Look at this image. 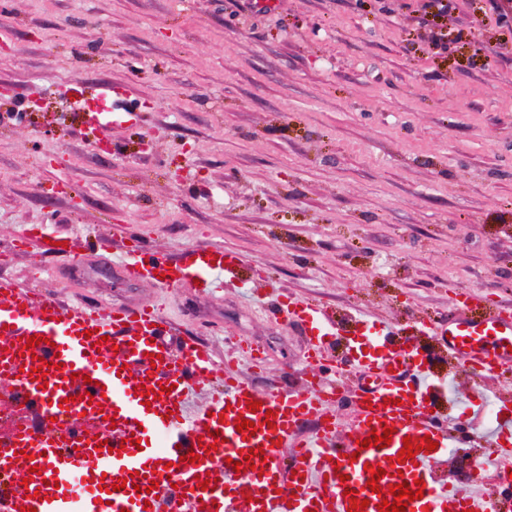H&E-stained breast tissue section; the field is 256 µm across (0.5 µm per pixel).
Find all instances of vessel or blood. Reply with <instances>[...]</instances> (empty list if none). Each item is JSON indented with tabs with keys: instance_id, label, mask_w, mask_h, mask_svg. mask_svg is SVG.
Masks as SVG:
<instances>
[{
	"instance_id": "vessel-or-blood-1",
	"label": "vessel or blood",
	"mask_w": 512,
	"mask_h": 512,
	"mask_svg": "<svg viewBox=\"0 0 512 512\" xmlns=\"http://www.w3.org/2000/svg\"><path fill=\"white\" fill-rule=\"evenodd\" d=\"M122 92L103 88L81 103L91 122L114 110ZM242 259L219 249H195L182 260L143 246L129 251L128 279H155L174 287L185 281L210 285L215 271L233 273ZM480 292L458 294L439 327L448 349L477 375H489L512 362V310L495 307L483 317L470 313ZM274 313L299 320L313 338L315 356L329 335L325 313L305 301L278 303ZM374 350L362 366L363 383L347 400L353 411L344 441L356 459L340 455L336 421L329 410L336 384L297 391H257L236 376L217 380L211 353L188 340L172 346L171 327L150 307L110 312L86 306L68 311L51 296L33 301L28 291L0 283V380L13 392L0 402V479L22 478L21 486L0 487V512H348L352 498L365 500V512H379L392 485L425 483L422 498L406 512H500L501 505L477 493L497 481L512 499V480L494 456L475 459L473 489L440 480L437 464L468 440L501 447L512 436V410L497 417L493 435L472 429L454 435L437 409L440 397L430 381L433 355L416 343L400 344L391 330L365 324ZM45 343L28 347L32 335ZM100 348H93V341ZM48 362L45 378L32 376L37 362ZM212 386L207 410L188 415L185 395L200 384ZM93 395L95 404L85 402ZM151 405H143L144 396ZM260 402V410L249 402ZM317 419L311 434L301 425ZM252 421L255 434L239 432L236 422ZM392 442L362 448L361 440L384 426ZM430 436L434 450L417 449L399 460L403 437ZM221 437L217 449L206 452ZM292 448L291 464L282 449ZM198 460L186 462L187 453ZM252 456L253 468L234 471L233 462ZM41 474L29 475L31 466ZM383 469L377 490L367 485ZM209 476L207 489L197 480ZM125 481V489L112 485Z\"/></svg>"
}]
</instances>
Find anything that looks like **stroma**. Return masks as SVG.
Here are the masks:
<instances>
[{
  "label": "stroma",
  "instance_id": "35a3bbf8",
  "mask_svg": "<svg viewBox=\"0 0 512 512\" xmlns=\"http://www.w3.org/2000/svg\"><path fill=\"white\" fill-rule=\"evenodd\" d=\"M271 2L0 4V114H23L0 121V282L68 308L157 306L219 367L245 339L265 362L236 369L262 392L318 382L302 325L268 312L310 300L335 357L366 319L433 350L451 417L512 401V363L478 378L417 332L466 290L512 307V29L486 0L437 22L425 0ZM106 84L135 120L83 122L78 98ZM33 228L90 243L86 261L20 245ZM135 236L245 263L211 288L128 281Z\"/></svg>",
  "mask_w": 512,
  "mask_h": 512
}]
</instances>
